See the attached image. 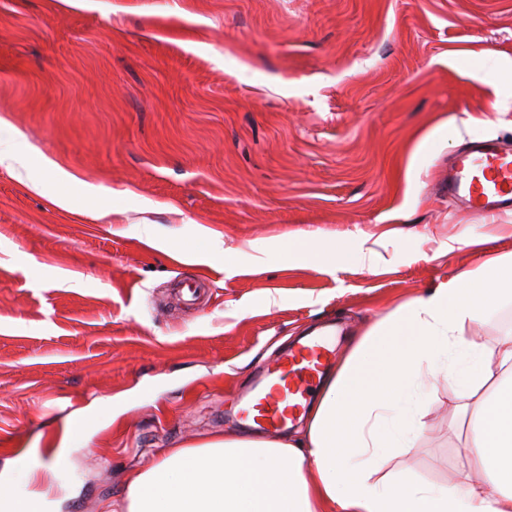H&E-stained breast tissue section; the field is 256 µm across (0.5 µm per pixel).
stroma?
I'll return each mask as SVG.
<instances>
[{
    "instance_id": "1",
    "label": "stroma",
    "mask_w": 512,
    "mask_h": 512,
    "mask_svg": "<svg viewBox=\"0 0 512 512\" xmlns=\"http://www.w3.org/2000/svg\"><path fill=\"white\" fill-rule=\"evenodd\" d=\"M512 0H0V474L59 447L99 406L54 481L58 512H101L163 449L249 433L240 409L296 340L340 327L326 367L399 306L512 253V213L437 189L469 143L512 146ZM71 209L28 191L42 157ZM120 218L96 216L88 187ZM219 231L222 261L167 243ZM155 244H148L147 235ZM358 248L328 273L290 239ZM205 278L201 302L183 282ZM485 351L512 299L467 321ZM447 365L418 389L415 434L373 478L461 482L471 430ZM197 236L203 245L202 254H198L187 248L174 247L169 250L170 255L182 262L196 261L203 257L217 258L224 260V270L226 272L233 271V259L229 253L224 250V239L221 233L204 226H198Z\"/></svg>"
}]
</instances>
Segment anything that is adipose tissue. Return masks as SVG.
<instances>
[{"label": "adipose tissue", "mask_w": 512, "mask_h": 512, "mask_svg": "<svg viewBox=\"0 0 512 512\" xmlns=\"http://www.w3.org/2000/svg\"><path fill=\"white\" fill-rule=\"evenodd\" d=\"M503 297L512 298V254L460 274L358 338L321 381L295 437L232 432L167 449L131 474L103 512H512V339L489 354L464 335L480 307ZM453 348L464 360L463 388L482 397L469 454L483 481L446 489L373 482L377 457L410 445L411 393L435 356ZM339 432L344 456L335 450Z\"/></svg>", "instance_id": "ef3b65f1"}]
</instances>
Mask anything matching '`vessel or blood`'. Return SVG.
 <instances>
[{"instance_id": "b4317fda", "label": "vessel or blood", "mask_w": 512, "mask_h": 512, "mask_svg": "<svg viewBox=\"0 0 512 512\" xmlns=\"http://www.w3.org/2000/svg\"><path fill=\"white\" fill-rule=\"evenodd\" d=\"M442 190L464 209L480 215L512 212V151L493 140L471 143L448 163ZM331 354L315 336L268 370V388L252 398L245 417L275 431L283 427L318 379Z\"/></svg>"}]
</instances>
